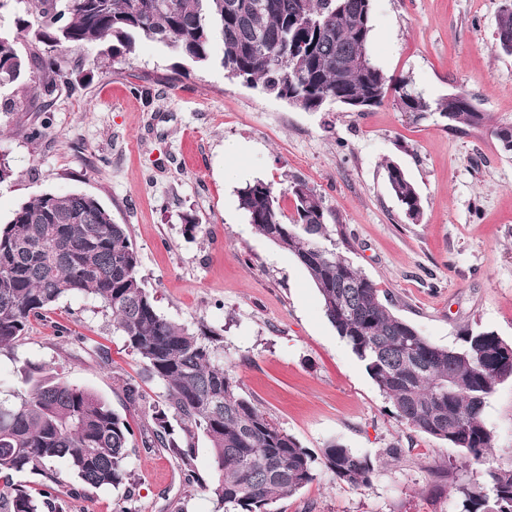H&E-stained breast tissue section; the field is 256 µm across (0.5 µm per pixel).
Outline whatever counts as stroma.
<instances>
[{
    "label": "stroma",
    "mask_w": 512,
    "mask_h": 512,
    "mask_svg": "<svg viewBox=\"0 0 512 512\" xmlns=\"http://www.w3.org/2000/svg\"><path fill=\"white\" fill-rule=\"evenodd\" d=\"M505 0H372L370 46L387 75L404 76L429 102L470 93L481 128L446 129L438 114L412 121L392 104L369 112H304L143 41L130 63L98 49L64 58L74 89L55 93L50 133L27 79L0 87V224L23 202L52 192L94 196L127 225L159 312L224 338L222 358L241 392L304 448L338 442L370 457L368 484L351 488L326 467L277 512H458L453 489L512 463V380L500 383L483 417L495 435L482 464L460 465L458 448L414 432L324 314L320 294L288 252L257 234L237 191L254 179L299 178L345 224L354 264L387 292L391 311L438 346L480 327L512 342V154L489 126L512 123V56L493 46ZM142 87L139 95L131 87ZM416 186L423 213L408 221L392 196L387 163ZM201 229L184 232L185 215ZM110 351L102 362L97 345ZM59 368L72 382L125 412L117 376L141 378L136 357L112 331L100 302L61 299L25 339L0 350V392L16 388L25 364ZM136 494L89 490L71 512H217L186 485L165 450L135 449Z\"/></svg>",
    "instance_id": "1"
}]
</instances>
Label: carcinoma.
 I'll return each instance as SVG.
<instances>
[{"instance_id": "obj_1", "label": "carcinoma", "mask_w": 512, "mask_h": 512, "mask_svg": "<svg viewBox=\"0 0 512 512\" xmlns=\"http://www.w3.org/2000/svg\"><path fill=\"white\" fill-rule=\"evenodd\" d=\"M36 22L17 18L0 30V86L18 81L27 63L17 48L32 34L40 75L36 99L73 86L60 62L92 46L114 63L133 59L144 38L198 65L214 61L233 78L284 98L300 109L338 105L367 112L388 102L420 120L430 111L450 129L485 125L465 91L431 108L410 81L386 75L372 60L370 0H34ZM512 40V0L500 11L495 44ZM512 153V124L488 128ZM390 190L405 217L417 223L420 195L396 164L386 166ZM291 196L294 212L281 199ZM239 207L255 230L291 254L319 291L325 315L363 363L409 429L462 452L478 464L493 448L483 411L497 386L512 379V343L495 332L466 327L460 344L431 343L390 312L376 284L337 250L348 245L315 189L296 179L284 187L256 179L238 190ZM72 295L99 301L143 372L164 388L151 403L132 377L117 381L133 409L150 421L132 424L95 392L53 368L27 365L12 398L0 400V512H68L88 489H132L134 448H165L189 486L207 490L223 512H274L273 506L312 483L317 466L358 488L375 462L333 442L317 457L240 392L219 352L220 333L166 319L140 274L127 226L84 193H43L22 203L0 225V349L10 348L32 322ZM210 449L214 475L195 469L200 441ZM27 477L25 481L15 476ZM460 512H512V462L490 470L485 483L455 488Z\"/></svg>"}]
</instances>
